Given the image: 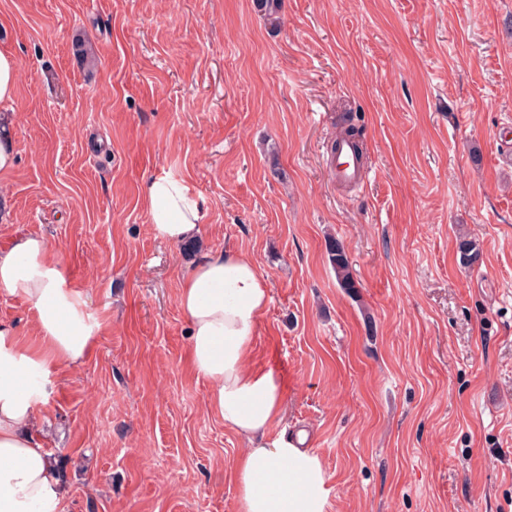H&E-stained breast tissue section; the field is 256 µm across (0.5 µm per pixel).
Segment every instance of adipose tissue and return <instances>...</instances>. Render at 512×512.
I'll use <instances>...</instances> for the list:
<instances>
[{
	"label": "adipose tissue",
	"instance_id": "ef3b65f1",
	"mask_svg": "<svg viewBox=\"0 0 512 512\" xmlns=\"http://www.w3.org/2000/svg\"><path fill=\"white\" fill-rule=\"evenodd\" d=\"M142 200L163 239L177 244L199 233L200 198L184 179L153 176ZM0 290L32 304L42 341L31 347L0 323V512H58L64 498L59 474L30 431L45 396L31 378L48 374L58 361L80 363L93 328L80 312V292L42 237L25 236L0 249ZM268 302V279L242 250L197 261L179 295L192 367L210 386L211 413L248 443L234 472L239 512H325L319 457L266 439L282 420L281 383L273 371L250 368L248 359Z\"/></svg>",
	"mask_w": 512,
	"mask_h": 512
}]
</instances>
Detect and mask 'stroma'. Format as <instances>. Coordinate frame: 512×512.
I'll return each instance as SVG.
<instances>
[{"label":"stroma","instance_id":"stroma-1","mask_svg":"<svg viewBox=\"0 0 512 512\" xmlns=\"http://www.w3.org/2000/svg\"><path fill=\"white\" fill-rule=\"evenodd\" d=\"M0 49L19 65L0 248L43 236L94 328L33 427L62 512H238L247 443L208 410L178 301L227 249L268 278L249 365L281 378L277 432L308 433L326 512H512V0H283L275 22L256 0H0ZM165 172L202 202L187 245L143 208ZM0 322L40 340L1 290ZM333 174L338 182L360 181L364 174L362 155H358L350 144L341 143ZM326 250L342 288H356L343 246L336 239L330 238L326 243Z\"/></svg>","mask_w":512,"mask_h":512}]
</instances>
